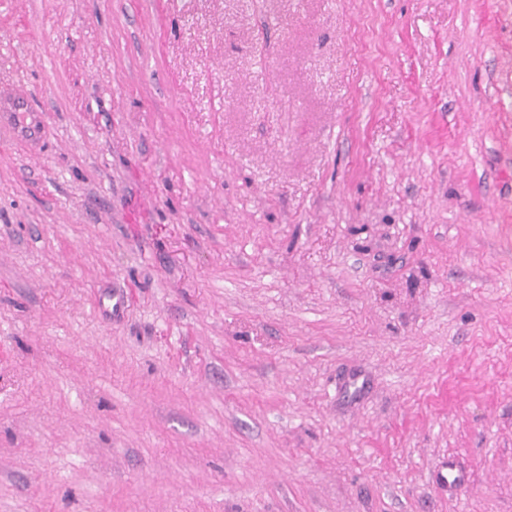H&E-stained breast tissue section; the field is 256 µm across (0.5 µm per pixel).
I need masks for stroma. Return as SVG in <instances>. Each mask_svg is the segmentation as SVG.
Returning <instances> with one entry per match:
<instances>
[{
	"label": "stroma",
	"mask_w": 512,
	"mask_h": 512,
	"mask_svg": "<svg viewBox=\"0 0 512 512\" xmlns=\"http://www.w3.org/2000/svg\"><path fill=\"white\" fill-rule=\"evenodd\" d=\"M0 90V512H512V0H0ZM0 126L11 128L15 140L31 147H36L41 142L43 129L41 115L30 109L27 98L23 94H0Z\"/></svg>",
	"instance_id": "obj_1"
}]
</instances>
